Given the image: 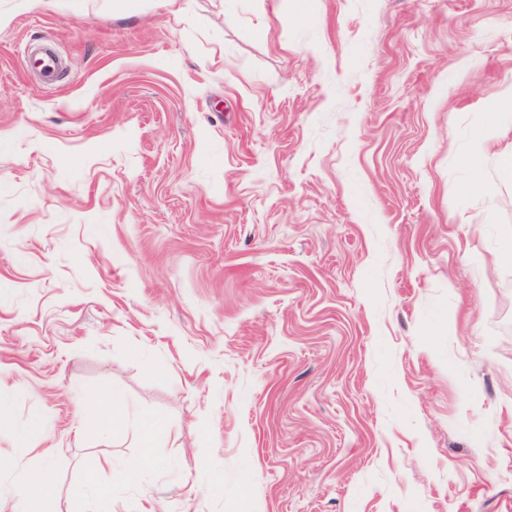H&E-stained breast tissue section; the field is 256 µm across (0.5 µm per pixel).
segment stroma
I'll return each instance as SVG.
<instances>
[{
  "instance_id": "obj_1",
  "label": "stroma",
  "mask_w": 512,
  "mask_h": 512,
  "mask_svg": "<svg viewBox=\"0 0 512 512\" xmlns=\"http://www.w3.org/2000/svg\"><path fill=\"white\" fill-rule=\"evenodd\" d=\"M511 89L512 0L13 10L0 454L59 512L93 470L92 512H512ZM97 390L108 437L74 410ZM33 415L52 459L16 444ZM497 136L495 126H489L478 131L474 136V148L466 159L469 171V178L463 184L461 190L466 194H481L486 192L487 187L484 180L483 159L489 152ZM117 396L112 391H103L91 395H85L78 400V412L86 414L93 412L95 418V429L100 434L112 432L114 422V405Z\"/></svg>"
}]
</instances>
